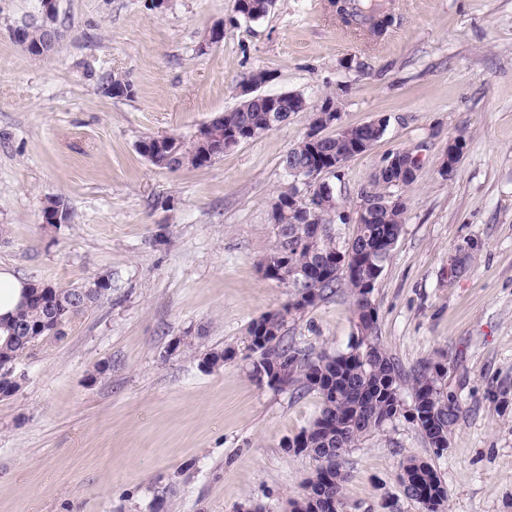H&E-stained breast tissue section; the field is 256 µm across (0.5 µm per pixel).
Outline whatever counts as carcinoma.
I'll use <instances>...</instances> for the list:
<instances>
[{"instance_id": "carcinoma-1", "label": "carcinoma", "mask_w": 512, "mask_h": 512, "mask_svg": "<svg viewBox=\"0 0 512 512\" xmlns=\"http://www.w3.org/2000/svg\"><path fill=\"white\" fill-rule=\"evenodd\" d=\"M348 7H336L341 24L370 40L380 38L394 23V16L384 11L378 0H347ZM103 93L112 98L134 95L132 83L121 74H114L103 86ZM280 126L279 113L259 101L240 99L238 105L216 116L207 135L224 139L232 129H249L260 138ZM358 155L353 141L346 142L328 135L320 144L303 137L283 157V167L308 168L324 164V159L340 156L346 160ZM156 167L177 171L202 167L199 155L187 150L172 160L157 155L150 160ZM395 174L374 176L368 190L377 198L391 192L398 184ZM409 179L398 185L408 187ZM343 206L335 203L317 210L313 229L293 223L294 217L271 207V218L277 229V241L261 263L264 278L291 288L293 297L305 303H290L288 309L302 310L326 299L335 289L345 287L352 301L356 333L346 349L320 352L316 355L295 348L285 338L286 313L269 311L254 319L248 327V350L252 353L249 373L252 378L266 380L277 389L313 391L321 404L316 417L298 433L292 442L307 449L317 465L305 480L303 494L291 501L292 512H340L343 507L348 472L344 462L325 467L324 459L336 455L338 448H354L366 435L381 430L387 423L403 417L416 426L424 441L436 452L444 451L438 440L448 436L459 422L462 408L457 397L444 391L439 381L444 368L425 363L410 372L403 371L379 342L377 312L369 279L383 270L401 235L406 206H379L373 220L356 225L354 235L341 246L336 226L344 223ZM71 290L49 283L27 281L15 310L7 315L16 324L28 326L37 335L26 340L7 339L0 329V371L25 354L44 337L64 334V327L73 318L85 313L100 301L93 296L71 310L60 301ZM59 320L47 325L50 309ZM410 386L412 403L405 405L400 396L402 384ZM404 493L418 502L424 512H438L447 500L448 491L438 472L427 461L409 458L399 474Z\"/></svg>"}]
</instances>
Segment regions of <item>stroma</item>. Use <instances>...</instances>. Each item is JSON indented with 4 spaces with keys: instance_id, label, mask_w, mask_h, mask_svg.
<instances>
[{
    "instance_id": "stroma-1",
    "label": "stroma",
    "mask_w": 512,
    "mask_h": 512,
    "mask_svg": "<svg viewBox=\"0 0 512 512\" xmlns=\"http://www.w3.org/2000/svg\"><path fill=\"white\" fill-rule=\"evenodd\" d=\"M38 7L0 0V267L61 288L108 275L112 292L16 360L22 386L0 397V512H287L301 495L315 462L286 443L320 398L252 379L247 330L291 300L259 263L291 185L282 158L309 115L200 169L137 151L194 136L257 70L272 75L266 94L336 95L344 126L389 116L332 183L345 210L386 156L420 157L373 292L378 337L404 369L442 363L463 415L440 454L401 417L363 438L345 456L343 512H423L398 481L409 457L444 481L440 512H512V0H391L400 22L375 41L328 0H276L251 22L236 0H56L47 58L12 38ZM218 21L223 42L206 44ZM115 73L133 97L104 95ZM458 135L463 154L442 174ZM56 196L70 219L43 223ZM463 255L468 271L453 274ZM285 329L306 351L345 348L347 291L287 313ZM222 348L234 357L203 367Z\"/></svg>"
}]
</instances>
